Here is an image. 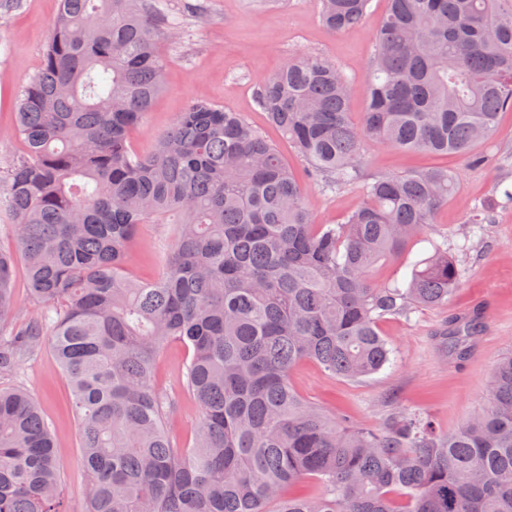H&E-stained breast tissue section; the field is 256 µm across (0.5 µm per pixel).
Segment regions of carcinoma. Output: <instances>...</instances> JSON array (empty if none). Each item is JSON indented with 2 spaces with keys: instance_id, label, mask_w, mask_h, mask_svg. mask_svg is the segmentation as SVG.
Returning <instances> with one entry per match:
<instances>
[{
  "instance_id": "1",
  "label": "carcinoma",
  "mask_w": 512,
  "mask_h": 512,
  "mask_svg": "<svg viewBox=\"0 0 512 512\" xmlns=\"http://www.w3.org/2000/svg\"><path fill=\"white\" fill-rule=\"evenodd\" d=\"M331 33L370 0H319ZM164 0H59L38 72L20 92V144L0 170L14 247L0 245V377L51 347L80 421L85 512H512V354L485 404L442 434L398 409L381 428L329 417L293 388L316 363L360 381L393 350L377 321L437 307L460 285L448 250L381 283L426 238L457 176L431 168L364 179L368 142L467 154L512 112V0H387L351 121L350 81L319 55L288 59L255 102L330 191L363 183L341 220L315 223L280 148L238 112L193 102L144 156L132 145L164 88ZM143 224H173L162 272L128 271ZM34 312L14 327L18 266ZM476 310L439 333L461 361ZM170 342L188 355L194 444L174 440L153 388ZM306 479L317 495L294 494ZM0 512H69L36 400L0 388Z\"/></svg>"
}]
</instances>
